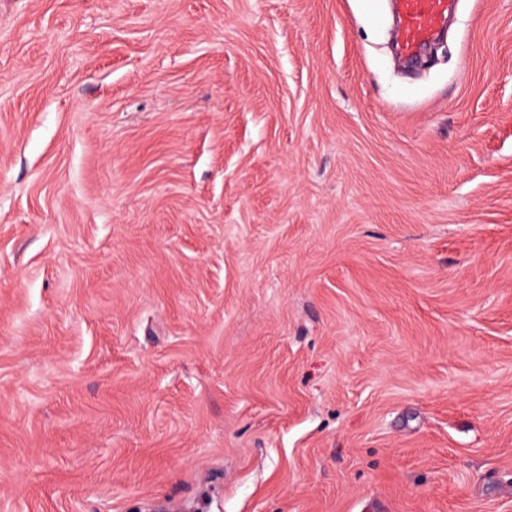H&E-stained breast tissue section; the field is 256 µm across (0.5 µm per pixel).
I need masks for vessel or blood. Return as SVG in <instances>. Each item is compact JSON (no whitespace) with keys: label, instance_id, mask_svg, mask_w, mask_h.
<instances>
[{"label":"vessel or blood","instance_id":"obj_1","mask_svg":"<svg viewBox=\"0 0 512 512\" xmlns=\"http://www.w3.org/2000/svg\"><path fill=\"white\" fill-rule=\"evenodd\" d=\"M399 12L398 39L403 54L414 57L448 20L456 0H396Z\"/></svg>","mask_w":512,"mask_h":512}]
</instances>
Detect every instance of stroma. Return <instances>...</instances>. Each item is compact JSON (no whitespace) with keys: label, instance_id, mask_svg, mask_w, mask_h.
Masks as SVG:
<instances>
[{"label":"stroma","instance_id":"1","mask_svg":"<svg viewBox=\"0 0 512 512\" xmlns=\"http://www.w3.org/2000/svg\"><path fill=\"white\" fill-rule=\"evenodd\" d=\"M0 0V512H512V0ZM399 12L398 39L403 54L414 57L448 21L456 0H396Z\"/></svg>","mask_w":512,"mask_h":512}]
</instances>
